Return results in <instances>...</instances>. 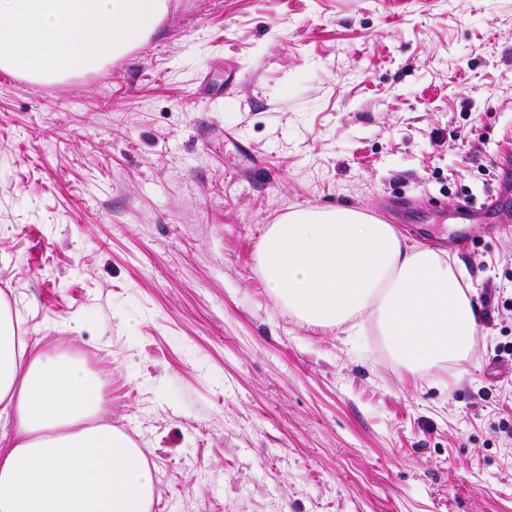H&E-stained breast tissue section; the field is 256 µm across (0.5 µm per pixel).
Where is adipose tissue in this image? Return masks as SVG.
Returning <instances> with one entry per match:
<instances>
[{
	"label": "adipose tissue",
	"instance_id": "1",
	"mask_svg": "<svg viewBox=\"0 0 512 512\" xmlns=\"http://www.w3.org/2000/svg\"><path fill=\"white\" fill-rule=\"evenodd\" d=\"M268 292L301 323L357 335L370 323L410 372L466 359L479 311L462 268L352 208L295 209L264 233ZM85 361L29 339L0 298V512H149L142 449L104 421Z\"/></svg>",
	"mask_w": 512,
	"mask_h": 512
}]
</instances>
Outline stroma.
<instances>
[{"instance_id": "35a3bbf8", "label": "stroma", "mask_w": 512, "mask_h": 512, "mask_svg": "<svg viewBox=\"0 0 512 512\" xmlns=\"http://www.w3.org/2000/svg\"><path fill=\"white\" fill-rule=\"evenodd\" d=\"M336 207L465 270L468 359L267 292V226ZM0 296L105 379L152 512H512V0H169L119 64L0 72Z\"/></svg>"}]
</instances>
